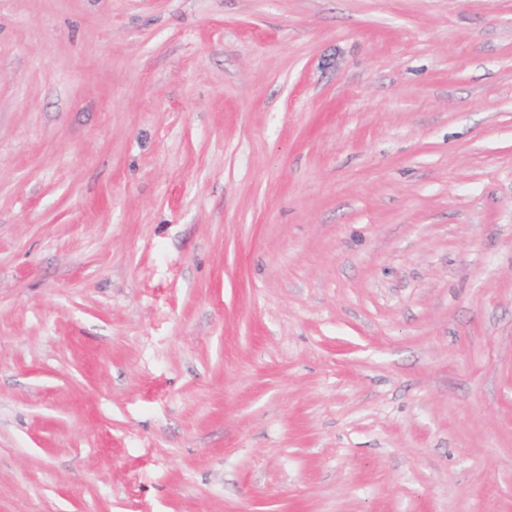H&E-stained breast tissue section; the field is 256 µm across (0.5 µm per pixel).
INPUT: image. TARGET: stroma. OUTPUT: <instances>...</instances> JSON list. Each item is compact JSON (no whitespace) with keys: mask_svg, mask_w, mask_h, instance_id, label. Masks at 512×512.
Wrapping results in <instances>:
<instances>
[{"mask_svg":"<svg viewBox=\"0 0 512 512\" xmlns=\"http://www.w3.org/2000/svg\"><path fill=\"white\" fill-rule=\"evenodd\" d=\"M0 512H512V0H0Z\"/></svg>","mask_w":512,"mask_h":512,"instance_id":"35a3bbf8","label":"stroma"}]
</instances>
